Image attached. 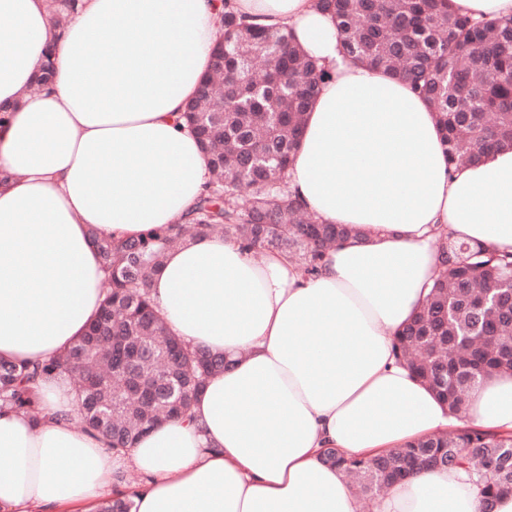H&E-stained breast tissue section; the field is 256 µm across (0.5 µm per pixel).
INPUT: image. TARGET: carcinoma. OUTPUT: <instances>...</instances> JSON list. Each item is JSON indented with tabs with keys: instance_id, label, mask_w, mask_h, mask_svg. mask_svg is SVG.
Wrapping results in <instances>:
<instances>
[{
	"instance_id": "carcinoma-1",
	"label": "carcinoma",
	"mask_w": 512,
	"mask_h": 512,
	"mask_svg": "<svg viewBox=\"0 0 512 512\" xmlns=\"http://www.w3.org/2000/svg\"><path fill=\"white\" fill-rule=\"evenodd\" d=\"M347 57L408 82L436 112L450 165L512 144V22L482 24L448 11L446 0H316ZM224 27V93L210 90L198 116L209 147V189L187 225L173 224L100 247L106 300L83 336L45 363L0 361V408L37 412L34 385L65 372L75 380L76 428L132 448L149 429L188 415L229 361L171 335L150 300L166 252L190 235L221 232L252 249L287 253L309 274L326 248L356 230L324 224L287 191L305 115L330 71L282 29ZM426 303L398 333L395 354L456 414L486 380L512 374V252L448 238ZM478 448L499 469L479 466ZM377 492L429 466L462 468L484 502L512 492V434L477 426L433 435L364 460L322 454ZM135 494L102 500L97 512H133Z\"/></svg>"
}]
</instances>
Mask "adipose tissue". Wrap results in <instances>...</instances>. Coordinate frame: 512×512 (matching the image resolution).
Returning a JSON list of instances; mask_svg holds the SVG:
<instances>
[{"label": "adipose tissue", "mask_w": 512, "mask_h": 512, "mask_svg": "<svg viewBox=\"0 0 512 512\" xmlns=\"http://www.w3.org/2000/svg\"><path fill=\"white\" fill-rule=\"evenodd\" d=\"M292 29L333 77L306 115L288 190L357 228L317 274L280 251L194 236L151 295L172 334L231 360L190 417L115 452L78 430L65 375L38 415L0 409V512H93L116 473L138 512H483L464 469L428 468L363 504L324 449L368 459L457 421L394 355L440 239L512 252V146L450 167L434 112L403 81L347 60L314 0H0V359H55L96 317L115 240L187 222L209 181L183 113L223 37L219 12ZM56 78L35 81L47 52ZM469 423L512 433V377L469 394Z\"/></svg>", "instance_id": "adipose-tissue-1"}]
</instances>
